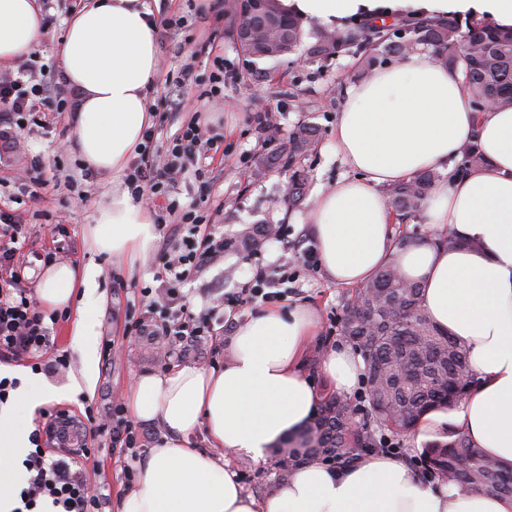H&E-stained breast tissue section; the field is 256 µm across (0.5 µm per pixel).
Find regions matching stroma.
<instances>
[{"mask_svg":"<svg viewBox=\"0 0 512 512\" xmlns=\"http://www.w3.org/2000/svg\"><path fill=\"white\" fill-rule=\"evenodd\" d=\"M220 0H147L151 11L166 9L169 17L178 19L176 37H157V75L148 90L149 107L156 114V147H166L182 124L189 121L186 112H173L168 88L180 82L183 95L198 99L209 89L212 73L223 72L224 85L220 94L206 103L209 121L218 125L224 135L222 153L200 160L189 168L177 189L180 204H194L201 214L210 217L218 232L228 238H239L245 227L279 224L283 238L270 241L260 257L261 262L275 263L282 255H296L302 236L308 235L307 215L320 194L337 182L352 177L353 172L333 149L334 130L345 100V90L362 81L358 57L344 53L327 62H306L293 54L281 60H252L240 51L224 14L219 11ZM186 42L196 49L195 59L176 54L175 42ZM270 113L268 126H259L257 111ZM314 125L317 140L314 149L297 159L293 165H280L260 178L251 171L258 158L278 152L300 123ZM57 131L32 128L25 135L27 152L41 156L47 172L60 176L57 187L44 191L41 200L32 201L20 196L10 211L26 226L24 250L46 251L52 248L48 225H66L70 238L68 252L59 254L58 262L83 269L89 266L98 271L97 293L102 302L90 319H80L71 311L69 320L55 325L51 339L52 355L63 356L69 363L66 371L52 373L32 371L29 362L13 363L19 382H26L31 373L59 387L61 395L35 410H28L17 396L9 402L20 423L41 426L48 414L59 409L84 416L86 410L102 413L108 410L113 398H128L135 378L144 373L160 372L163 363L171 367L195 365L210 368L226 361L231 330L217 334L177 350L163 336H139L135 325L141 312V290L155 287L154 258L160 250L161 239H154L144 253L134 256H113L97 252L90 238L101 206L112 195V176L94 173L77 186L64 183L65 175L77 176L79 158L73 150H58ZM307 181V195L298 206H289L286 188L292 175ZM250 277L249 261L240 255L227 254L201 276L189 279L183 286L193 311H200L208 293H228ZM298 292L281 311L296 306L314 308L319 316L320 329L311 341L321 352L343 345L344 337L337 328L344 316L345 287L333 284L324 270L301 272ZM83 331L85 340L95 355V374L91 387L75 388L81 377L82 360L73 347L76 331ZM111 341L113 354L105 356L103 343ZM170 352L169 361L157 353ZM91 456L85 463L88 480L104 487L109 504L104 512H118L121 496L133 482L128 479L127 453L116 448L91 445ZM244 491L254 498H264L275 487V472L271 463H257L234 456L229 458Z\"/></svg>","mask_w":512,"mask_h":512,"instance_id":"stroma-1","label":"stroma"}]
</instances>
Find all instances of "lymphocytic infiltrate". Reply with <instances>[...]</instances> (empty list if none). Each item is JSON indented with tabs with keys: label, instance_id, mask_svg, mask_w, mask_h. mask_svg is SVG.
Segmentation results:
<instances>
[{
	"label": "lymphocytic infiltrate",
	"instance_id": "obj_1",
	"mask_svg": "<svg viewBox=\"0 0 512 512\" xmlns=\"http://www.w3.org/2000/svg\"><path fill=\"white\" fill-rule=\"evenodd\" d=\"M66 91L60 82L37 71L34 60L20 64L18 71L0 70V160L10 161L24 151L22 133L27 125H55L67 109ZM154 128H146L144 149L128 168L125 181L136 197L162 201L170 227L163 235V251L156 258V287L144 289L142 312L136 332L141 336H164L171 344L212 335L225 318L239 315L244 307L258 302L281 303L294 294L297 277L287 262L270 266L256 264L244 286L225 294L217 304L194 312L182 291L187 279L216 260L223 258L227 245L215 227L194 208H179L171 201L178 182L189 167L207 152L217 148L218 140L202 110H195L164 151L151 148ZM25 227L8 211L0 209V363L42 357L53 347L51 328L39 310L26 270L37 263L55 261V251L30 258L19 242ZM93 436L109 447H140L141 435L127 418L123 404L113 406L108 416L87 415ZM51 432L61 452L49 456L42 448L43 432ZM34 447L24 464L28 485L19 497L25 512H36L41 498H50L55 512H101L103 495L91 486L83 473L82 457L88 449L69 447L66 430L48 418L43 429L30 437Z\"/></svg>",
	"mask_w": 512,
	"mask_h": 512
}]
</instances>
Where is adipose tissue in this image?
Listing matches in <instances>:
<instances>
[{
    "instance_id": "obj_1",
    "label": "adipose tissue",
    "mask_w": 512,
    "mask_h": 512,
    "mask_svg": "<svg viewBox=\"0 0 512 512\" xmlns=\"http://www.w3.org/2000/svg\"><path fill=\"white\" fill-rule=\"evenodd\" d=\"M304 21L332 30L351 16L386 13L488 16L512 25V0H280ZM39 0H0V67L31 53L41 35ZM157 29L144 0H85L60 44L75 90L74 147L97 169L120 173L138 149L151 117L147 90L156 77ZM334 149L353 178L323 193L308 214L311 236L330 281L366 282L391 258L422 288L426 316L465 344L475 376L454 406L461 432L483 454L512 464V108L473 111L459 77L425 49L349 86ZM477 144L484 167L453 169L461 148ZM445 177L422 207L425 223L460 239L448 249L424 241L397 248L383 188L419 171ZM152 221L128 190L117 188L91 229L100 251L146 249ZM96 272L51 266L39 285L49 309L70 305L77 290L93 294ZM318 331L307 307L248 318L229 343L224 365H183L136 378L130 405L162 434L118 512H512V497L428 483L398 458L369 454L352 467H301L264 499L244 492L237 475L189 436L206 426L215 446L261 462L302 428L320 395L303 370ZM360 356L328 352L321 371L337 394H350L363 371ZM30 429L0 409V512H11L16 461Z\"/></svg>"
}]
</instances>
